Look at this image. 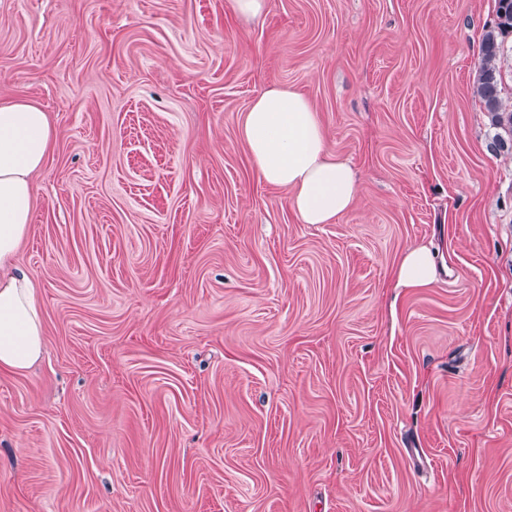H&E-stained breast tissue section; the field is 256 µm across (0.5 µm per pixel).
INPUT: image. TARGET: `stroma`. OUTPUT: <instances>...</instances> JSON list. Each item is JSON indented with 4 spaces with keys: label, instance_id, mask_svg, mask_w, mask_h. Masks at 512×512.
<instances>
[{
    "label": "stroma",
    "instance_id": "obj_1",
    "mask_svg": "<svg viewBox=\"0 0 512 512\" xmlns=\"http://www.w3.org/2000/svg\"><path fill=\"white\" fill-rule=\"evenodd\" d=\"M494 0H0V102L49 112L0 371V512H512V154ZM293 87L360 181L304 224L240 136ZM435 281L397 288L409 247ZM422 449L414 461L411 449ZM494 23L485 28L481 39V57L475 72L473 96L486 112L496 150H512V107L502 96L505 56L504 38L512 32V0H495Z\"/></svg>",
    "mask_w": 512,
    "mask_h": 512
}]
</instances>
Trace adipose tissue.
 Segmentation results:
<instances>
[{"instance_id":"1","label":"adipose tissue","mask_w":512,"mask_h":512,"mask_svg":"<svg viewBox=\"0 0 512 512\" xmlns=\"http://www.w3.org/2000/svg\"><path fill=\"white\" fill-rule=\"evenodd\" d=\"M240 135L258 176L291 193L304 224H332L358 198L350 165L329 154L320 117L292 87L258 95L245 112ZM48 112L31 101L0 104V369L21 372L44 351L38 284L17 263L37 203L33 178L56 143ZM436 260L425 246L400 254L392 269L398 288H424L436 278Z\"/></svg>"}]
</instances>
